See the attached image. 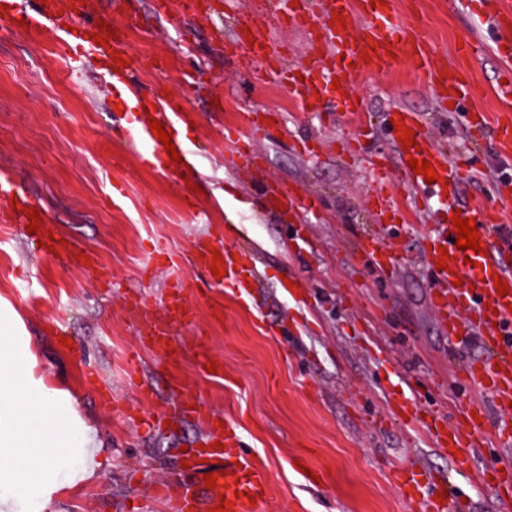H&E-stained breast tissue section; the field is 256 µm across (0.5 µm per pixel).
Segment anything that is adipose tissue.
Listing matches in <instances>:
<instances>
[{
    "instance_id": "ef3b65f1",
    "label": "adipose tissue",
    "mask_w": 512,
    "mask_h": 512,
    "mask_svg": "<svg viewBox=\"0 0 512 512\" xmlns=\"http://www.w3.org/2000/svg\"><path fill=\"white\" fill-rule=\"evenodd\" d=\"M67 415L48 392L28 388L7 336H0V479L26 490L56 456L50 435L66 434Z\"/></svg>"
}]
</instances>
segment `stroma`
<instances>
[{
  "mask_svg": "<svg viewBox=\"0 0 512 512\" xmlns=\"http://www.w3.org/2000/svg\"><path fill=\"white\" fill-rule=\"evenodd\" d=\"M152 2L136 0L139 20L126 31L139 60L133 81L147 89L163 78L186 98L178 124L205 192L199 206L206 223L184 204L178 174L138 164V144L120 132L108 108L111 78L91 62L71 80L55 38L39 29L0 38V166L44 207L52 231L92 249L124 288L156 304L170 276L155 261V243L194 280L196 237L250 248L259 277L247 303L230 288L198 290L188 298L194 325L173 330L184 341L208 339L223 361V379L195 377L189 363L184 374L194 376L206 407L237 423L267 469L266 512H406L388 463L410 459L442 475L448 462L416 429L392 419L391 394L410 390L423 404L453 407L464 391L461 364L481 355L474 345L449 350L429 307L419 233L435 223L437 207L400 191L407 226L401 235H384L367 205L368 168L349 154L353 125L304 111L288 90L289 65L305 54L307 38L278 22L281 0H210L206 21L178 5L170 16L155 14ZM252 26L269 34L267 60L236 40ZM407 31L433 47L435 65L468 74L474 94L448 110L407 58L359 79L354 89L372 126V151L398 172L384 117L398 107L425 113L436 144L474 168L457 206L484 204L512 225V204L494 192L512 180V156L500 154L492 138L477 145L466 136L467 113L494 117L502 109L493 94L499 58L489 48L474 56L458 47L468 35L486 39L485 20L452 4L440 11L416 5ZM160 56L168 74L154 69ZM183 69L195 70V85L180 80ZM217 95L219 110L212 105ZM273 111L285 118L282 136L258 139L250 160L233 163L229 132L244 126L247 114ZM117 178L127 189L114 201ZM276 186L317 197L320 206L270 210L266 194ZM367 237L385 238L402 263L392 271L364 263L358 251ZM295 280L298 297L288 288ZM0 323L8 324L32 380L70 413V437L50 481L19 495L0 482V502L10 512H168L154 485L177 477V450L193 447L200 427L178 419L163 433L125 417L128 407L148 415L174 402L175 393L162 361L140 347L122 297L35 254L20 225L0 224ZM60 326L62 339L54 334ZM101 381L111 383L117 407L99 400ZM143 383L154 390L148 404L139 400ZM89 445L99 465L87 476ZM298 456L324 472V483L304 479L293 466Z\"/></svg>",
  "mask_w": 512,
  "mask_h": 512,
  "instance_id": "stroma-1",
  "label": "stroma"
}]
</instances>
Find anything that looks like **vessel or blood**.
I'll return each mask as SVG.
<instances>
[{
	"label": "vessel or blood",
	"mask_w": 512,
	"mask_h": 512,
	"mask_svg": "<svg viewBox=\"0 0 512 512\" xmlns=\"http://www.w3.org/2000/svg\"><path fill=\"white\" fill-rule=\"evenodd\" d=\"M6 10L1 17L10 25L26 20L32 27L80 23L78 43L63 42L61 53L66 59L67 71L79 73L88 55H97L100 66L112 79V109L134 115L127 128L128 137L144 143L139 162L145 168H169L179 172L163 145L152 133L149 122L157 120L171 134L180 156H187L175 118L186 100L159 85L148 94L128 87L126 80L137 68V59L124 45L123 36L110 39L108 45L96 43L95 22L83 21L84 0H39L35 13L26 15L17 7L18 0H0ZM463 9L480 13L493 23L492 48L504 65L503 81L496 86V95L504 103L512 102V9L502 0H464ZM340 14V22H333V14ZM286 16L314 41L299 64L302 80L290 84L291 92L301 98L302 105L318 108L327 97H335L344 114L356 116L362 110L351 90L358 77L390 68L395 58L405 56L425 62L433 51L427 44L408 40L406 31L396 20L395 0L372 6L371 0H324L322 14L310 10H290ZM429 81L437 89L441 101L462 105L471 94L469 82L459 80L443 67L429 71ZM391 119H402L413 130L414 146L400 149L401 171L406 183L426 199L440 202L453 200L461 181L467 177L468 165L452 163L439 150L427 133L420 113L403 110L391 112ZM279 123V116L269 113L263 119L247 118L248 134L234 137L237 155L252 154L255 138L264 135ZM468 131L473 138L493 133L503 152L512 151V121L489 126L484 113L470 114ZM428 161L439 179L426 182L423 175L414 173L408 158ZM375 182L368 200L378 218H389L401 223L403 217L394 203L395 186L388 176L386 165L378 159L371 162ZM33 199L19 190L11 169L0 168V223L28 225L27 212ZM460 218L474 221L479 233L481 251L464 253L454 243L456 230L452 224H437L422 235L420 253L423 267L432 276L435 286L429 293L431 307L437 313V325L450 345L464 347L478 344L483 357L469 360L461 368L465 381L477 392L487 395L491 409L475 406L473 401H462L458 407L459 419L449 424L440 411H419L416 403L404 392L394 394L391 410L403 415V421L419 427L434 450L448 461L451 471L468 476L478 488L493 493L503 506L512 505V227L499 223L495 211L475 206L461 210ZM81 245L74 239L55 244L49 259L68 270L89 274L103 285L111 284L108 268L94 254L80 256ZM222 259L223 277L211 273V264ZM363 260L381 269L393 268L396 255L380 240L371 239L362 246ZM445 260V268H438V260ZM192 264L206 276L210 286L236 288L239 298L249 297V287L257 280L256 260L244 247L234 249L221 245L215 239L198 237L192 245ZM504 280L509 289L499 296L495 282ZM197 289L196 282L181 278L171 284L164 302L162 315H154L151 304L138 292L125 293L124 299L136 317L138 339L156 353L171 369L178 403L175 409H159L148 417L150 427L163 429L165 422L192 419L205 428L202 447L179 453L180 462L189 466L196 481L205 474H215L213 487L205 495L180 487L169 495L170 512H263L268 499L269 477L245 448L234 422L222 413L204 408L192 384L181 373L185 349H192L195 370L204 374L213 356L208 342L195 337L191 346H184L172 333L173 327L187 326L193 314L186 303ZM481 446L499 448L500 456L479 465L475 450ZM391 475L399 488L409 512H470V502L453 494V484L444 479L426 478L414 466L400 463L393 466ZM450 492V502H437L441 492Z\"/></svg>",
	"instance_id": "b4317fda"
}]
</instances>
